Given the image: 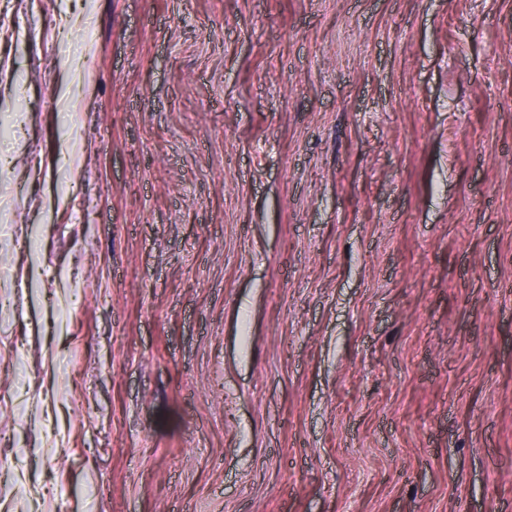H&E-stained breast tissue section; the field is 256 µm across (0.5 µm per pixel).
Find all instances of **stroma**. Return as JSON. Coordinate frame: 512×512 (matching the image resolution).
<instances>
[{
  "label": "stroma",
  "instance_id": "1",
  "mask_svg": "<svg viewBox=\"0 0 512 512\" xmlns=\"http://www.w3.org/2000/svg\"><path fill=\"white\" fill-rule=\"evenodd\" d=\"M0 512H512V0H0Z\"/></svg>",
  "mask_w": 512,
  "mask_h": 512
}]
</instances>
